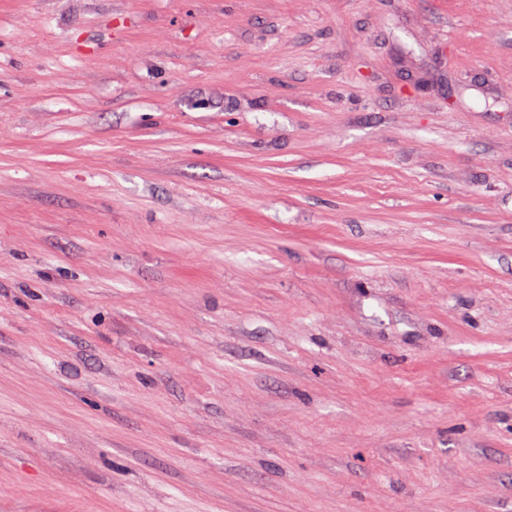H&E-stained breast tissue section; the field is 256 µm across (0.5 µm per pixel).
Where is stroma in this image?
<instances>
[{
  "label": "stroma",
  "instance_id": "obj_1",
  "mask_svg": "<svg viewBox=\"0 0 512 512\" xmlns=\"http://www.w3.org/2000/svg\"><path fill=\"white\" fill-rule=\"evenodd\" d=\"M512 512V0H0V500Z\"/></svg>",
  "mask_w": 512,
  "mask_h": 512
}]
</instances>
